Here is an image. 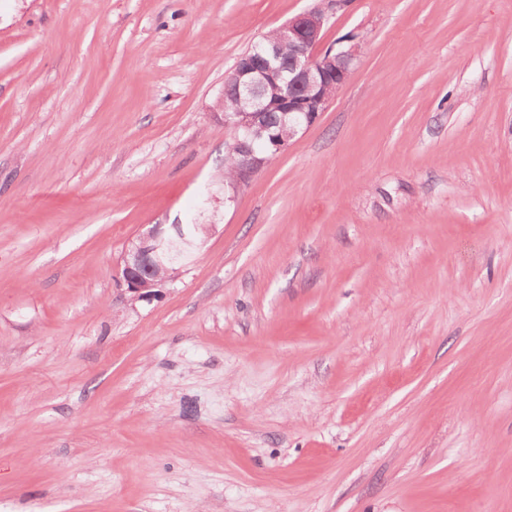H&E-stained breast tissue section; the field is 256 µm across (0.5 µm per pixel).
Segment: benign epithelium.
I'll return each instance as SVG.
<instances>
[{"label":"benign epithelium","instance_id":"benign-epithelium-1","mask_svg":"<svg viewBox=\"0 0 512 512\" xmlns=\"http://www.w3.org/2000/svg\"><path fill=\"white\" fill-rule=\"evenodd\" d=\"M330 14L315 6L277 27V41L261 51H246L237 57L224 78L223 100L235 99L244 107L219 108L224 128L233 133V148L239 155L230 186L239 189L288 150L290 141L314 125L328 110L345 84L356 57L352 47H329L318 51ZM290 48L286 55L282 47ZM279 112L288 119V129H272L265 116ZM198 248L192 226L153 224L128 242L120 274L130 292L150 293L153 270L180 259L185 247Z\"/></svg>","mask_w":512,"mask_h":512}]
</instances>
